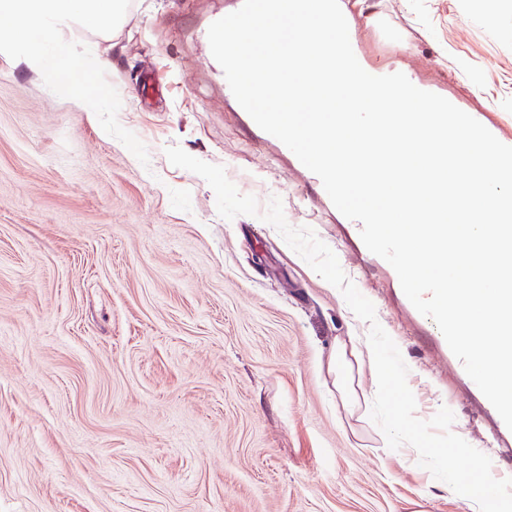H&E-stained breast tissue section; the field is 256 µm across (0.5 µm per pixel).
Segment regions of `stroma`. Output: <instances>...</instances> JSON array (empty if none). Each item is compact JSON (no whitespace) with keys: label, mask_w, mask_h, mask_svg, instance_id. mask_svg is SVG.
I'll return each instance as SVG.
<instances>
[{"label":"stroma","mask_w":512,"mask_h":512,"mask_svg":"<svg viewBox=\"0 0 512 512\" xmlns=\"http://www.w3.org/2000/svg\"><path fill=\"white\" fill-rule=\"evenodd\" d=\"M239 0H131L109 34L77 26L120 96L141 164L83 103L0 55V512H467L390 449L369 407L344 408L327 362L370 392V326L270 224L222 218L165 150L225 167L239 192L311 228L408 367L415 415L448 407L483 449L489 417L432 348L383 268L295 158L224 92L206 30ZM373 61L512 121V6L368 0ZM407 33L406 51L371 25Z\"/></svg>","instance_id":"35a3bbf8"}]
</instances>
